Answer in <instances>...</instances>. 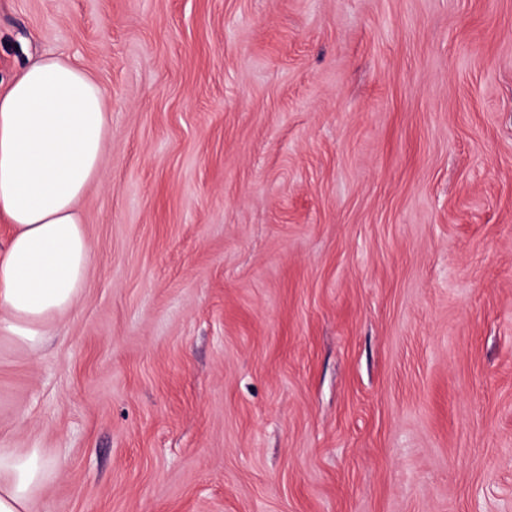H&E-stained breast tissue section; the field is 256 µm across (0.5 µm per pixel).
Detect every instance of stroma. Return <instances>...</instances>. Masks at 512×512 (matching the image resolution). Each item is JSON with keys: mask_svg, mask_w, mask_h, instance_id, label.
I'll list each match as a JSON object with an SVG mask.
<instances>
[{"mask_svg": "<svg viewBox=\"0 0 512 512\" xmlns=\"http://www.w3.org/2000/svg\"><path fill=\"white\" fill-rule=\"evenodd\" d=\"M100 86L94 252L0 448L35 512H512V0H0ZM48 465L38 448H0V512H32Z\"/></svg>", "mask_w": 512, "mask_h": 512, "instance_id": "35a3bbf8", "label": "stroma"}]
</instances>
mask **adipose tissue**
I'll return each mask as SVG.
<instances>
[{"mask_svg": "<svg viewBox=\"0 0 512 512\" xmlns=\"http://www.w3.org/2000/svg\"><path fill=\"white\" fill-rule=\"evenodd\" d=\"M109 132L103 93L83 70L39 58L0 90V213L13 234L0 254V331L43 347L46 320L77 304L93 261L76 210L98 181ZM48 460L0 448V512H31Z\"/></svg>", "mask_w": 512, "mask_h": 512, "instance_id": "1", "label": "adipose tissue"}]
</instances>
